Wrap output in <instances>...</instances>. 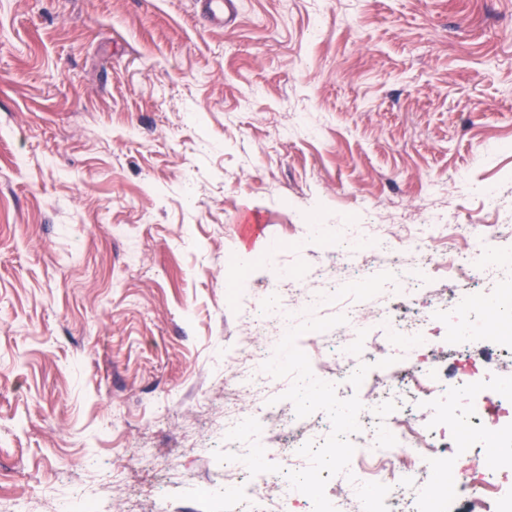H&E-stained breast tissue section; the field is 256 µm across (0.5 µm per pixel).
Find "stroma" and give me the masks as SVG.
Listing matches in <instances>:
<instances>
[{"instance_id": "35a3bbf8", "label": "stroma", "mask_w": 512, "mask_h": 512, "mask_svg": "<svg viewBox=\"0 0 512 512\" xmlns=\"http://www.w3.org/2000/svg\"><path fill=\"white\" fill-rule=\"evenodd\" d=\"M238 9L0 0V512H205L242 307L357 210L512 250V0ZM211 25L228 27L234 20V0H194Z\"/></svg>"}]
</instances>
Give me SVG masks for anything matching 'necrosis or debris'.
Here are the masks:
<instances>
[{
  "label": "necrosis or debris",
  "instance_id": "1",
  "mask_svg": "<svg viewBox=\"0 0 512 512\" xmlns=\"http://www.w3.org/2000/svg\"><path fill=\"white\" fill-rule=\"evenodd\" d=\"M332 274L324 287L297 291L295 281L249 304L250 334L224 356L236 385L260 391L265 371L280 343L293 336L295 320L286 304L300 295L298 310L337 303L341 287L368 279L372 268L388 272L391 288L384 306L365 312L348 307L327 324L336 372L350 390L364 392V404L351 409L344 433L331 434L312 419L313 412L278 401L257 400L250 415L261 436H242L238 408L224 409L225 471L238 472L233 498H212L225 512H288L289 493L271 502L268 471L250 466L255 448L293 467L295 449H345L355 465L332 491L313 484L306 489L311 512H452L464 495L480 499L486 512H512V255L496 253L500 271L494 293L472 292L467 300L441 288L436 272L475 277L476 250L438 253L425 235L403 254L393 240L376 234L361 239L355 229L337 241ZM445 329L449 353L464 357L455 382H448L439 354L423 357L432 326ZM382 329L378 346L365 344L370 331ZM493 337L494 349L472 354L475 336ZM407 351L387 358L392 343ZM469 458L464 477L448 471L449 456Z\"/></svg>",
  "mask_w": 512,
  "mask_h": 512
}]
</instances>
